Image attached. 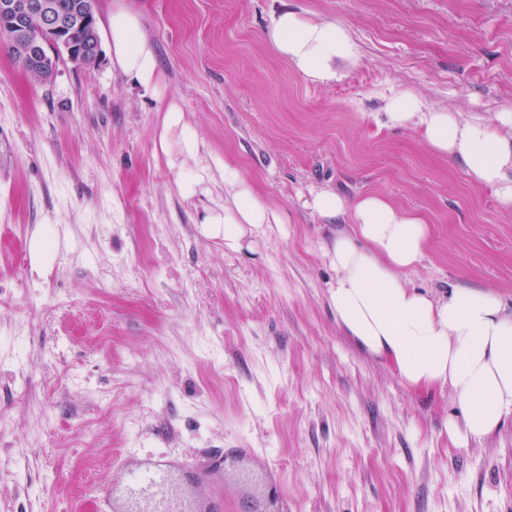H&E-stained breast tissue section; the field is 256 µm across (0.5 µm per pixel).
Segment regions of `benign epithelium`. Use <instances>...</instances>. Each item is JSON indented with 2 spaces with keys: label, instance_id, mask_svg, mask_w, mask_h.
Listing matches in <instances>:
<instances>
[{
  "label": "benign epithelium",
  "instance_id": "obj_1",
  "mask_svg": "<svg viewBox=\"0 0 512 512\" xmlns=\"http://www.w3.org/2000/svg\"><path fill=\"white\" fill-rule=\"evenodd\" d=\"M97 4L98 0H82L73 13L60 16L50 0H0V15L7 22L15 52L28 65V73L46 80L53 74L55 53L60 50L78 65L96 64L101 53ZM71 29L85 30L89 47L71 43Z\"/></svg>",
  "mask_w": 512,
  "mask_h": 512
}]
</instances>
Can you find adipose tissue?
I'll use <instances>...</instances> for the list:
<instances>
[{
	"label": "adipose tissue",
	"mask_w": 512,
	"mask_h": 512,
	"mask_svg": "<svg viewBox=\"0 0 512 512\" xmlns=\"http://www.w3.org/2000/svg\"><path fill=\"white\" fill-rule=\"evenodd\" d=\"M112 65L145 90L159 89L156 53L141 31L139 14L123 5L109 15ZM265 38L306 78L326 82L336 64L355 60L357 47L332 22H314L296 11L281 12ZM389 124L415 126L437 153L460 162L478 185L512 204V113L498 126L463 120L443 111H425L409 92L391 97ZM230 199L211 215L203 231L224 240L231 252L251 249L253 236L279 223L241 179L225 166ZM305 208L325 219L350 217L351 231L340 230L325 247L336 270L328 298L341 329L365 352L388 361L410 387H447L463 407L461 422L449 423L456 440L480 441L512 415V312L493 293L466 286L436 298L413 288L405 274L424 256L429 227L380 194L348 201L332 190L313 193Z\"/></svg>",
	"instance_id": "adipose-tissue-1"
}]
</instances>
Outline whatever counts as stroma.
I'll return each instance as SVG.
<instances>
[{
  "label": "stroma",
  "instance_id": "obj_1",
  "mask_svg": "<svg viewBox=\"0 0 512 512\" xmlns=\"http://www.w3.org/2000/svg\"><path fill=\"white\" fill-rule=\"evenodd\" d=\"M124 3L160 94L106 52L35 80L0 36V512H94L128 450L193 464L227 448L252 458L224 477V512H278L265 467L288 512H512V416L460 446L450 389L406 386L346 336L323 253L336 227L303 206L321 189L386 196L429 225L412 287L512 311V205L383 111L405 91L465 120L512 111V0ZM285 9L345 27L357 59L307 80L263 37ZM173 104L202 161L176 130L160 149ZM228 165L284 219L242 253L201 231Z\"/></svg>",
  "mask_w": 512,
  "mask_h": 512
}]
</instances>
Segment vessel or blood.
<instances>
[{
  "mask_svg": "<svg viewBox=\"0 0 512 512\" xmlns=\"http://www.w3.org/2000/svg\"><path fill=\"white\" fill-rule=\"evenodd\" d=\"M247 449L239 448L215 460L201 470L194 478V491L168 493L167 488L177 479L179 465L161 456L140 459L127 471L113 478L112 493L103 502L105 512H113L115 506H122L125 512H222L221 493L212 497L200 494L199 489L218 481L224 470L247 460Z\"/></svg>",
  "mask_w": 512,
  "mask_h": 512,
  "instance_id": "vessel-or-blood-1",
  "label": "vessel or blood"
}]
</instances>
